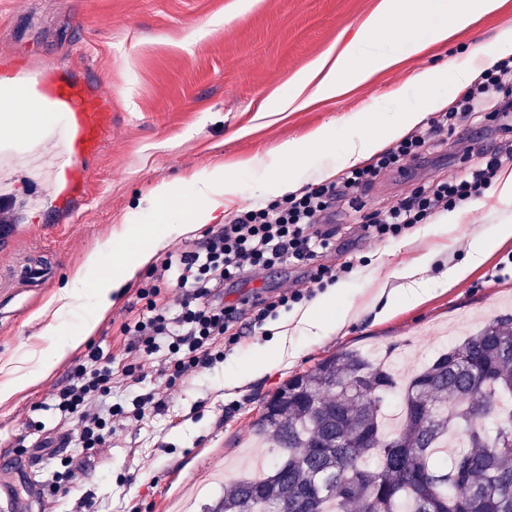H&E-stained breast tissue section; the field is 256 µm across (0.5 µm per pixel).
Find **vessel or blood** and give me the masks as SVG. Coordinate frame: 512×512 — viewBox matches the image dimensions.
<instances>
[{
    "label": "vessel or blood",
    "instance_id": "vessel-or-blood-1",
    "mask_svg": "<svg viewBox=\"0 0 512 512\" xmlns=\"http://www.w3.org/2000/svg\"><path fill=\"white\" fill-rule=\"evenodd\" d=\"M29 89L49 111L63 115L62 151L53 168L55 185L63 198L85 189L88 176L78 165L80 157L97 153L112 126L109 101L79 81L43 75L32 80Z\"/></svg>",
    "mask_w": 512,
    "mask_h": 512
}]
</instances>
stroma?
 <instances>
[{
	"mask_svg": "<svg viewBox=\"0 0 512 512\" xmlns=\"http://www.w3.org/2000/svg\"><path fill=\"white\" fill-rule=\"evenodd\" d=\"M378 3L254 0L248 7L244 0H0V56L13 57L20 71L31 74L63 71L112 103V128L102 150L83 160L91 183L73 214L46 200L48 183L0 166V182H9L13 193L0 204V219L9 224L0 247V364L50 350L53 339L39 313L70 284L98 243L108 240L122 251L131 244L132 230L156 224L158 217L149 209L156 186H169L164 216L178 223L202 204L195 195L197 180L224 168L236 190L219 195L211 220L217 226L238 208L276 200L279 182L291 178L304 188L337 178L352 167L351 145L366 132L351 124V117L373 116L380 128L405 112L432 119L429 100L454 104L463 87L443 78L419 90L410 86V76L439 69L451 57L481 69V62L469 56L471 46L493 48L504 23L512 22V0H503L500 13L477 17L446 43L428 45L365 82L346 84L335 97L277 111V98L292 91L321 56L359 38ZM59 128L60 119L52 113L31 141L0 128V154H55ZM320 128L327 140L312 143V133ZM286 140L307 144L301 163H284L276 154V146ZM478 161L476 151L451 138L434 150L428 164L383 174L357 205L333 209L330 222L338 230L339 249L325 256L324 264L341 263L351 253L360 260L338 281L336 311L350 317L342 331L325 336L289 331V356L231 389L224 385L226 378L250 364L257 347L271 337L269 326L185 383L168 386L152 370L138 387H113V402L123 406L152 391L164 407L127 421L100 452L90 453L71 440L66 453L78 470L69 498L56 501L48 494L60 469L54 459L34 466L27 480L15 469H0V484L11 487L19 502L40 501L41 512H79L84 497L91 499L94 512H215L225 489L240 477L242 460L259 468L273 458L272 448L254 437L252 424L264 400L290 377L346 349L379 355L404 375L487 317L512 314V240L491 249L454 288L436 291L417 306L400 305L390 316L377 314L375 297L380 289L399 286L400 268L426 252L435 256L433 277L464 262L472 244L488 237L494 225H512V202L488 188L479 200L466 203L462 223L443 231L434 217L403 238L377 243L360 236L365 216ZM149 273L141 268L114 293L111 310L86 347L121 354L120 327ZM308 275V267L286 263L225 286L224 300L306 288ZM72 367L65 362L0 406V454L21 439L36 445L40 430L58 425L53 395Z\"/></svg>",
	"mask_w": 512,
	"mask_h": 512,
	"instance_id": "stroma-1",
	"label": "stroma"
}]
</instances>
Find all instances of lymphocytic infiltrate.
Listing matches in <instances>:
<instances>
[{
    "label": "lymphocytic infiltrate",
    "instance_id": "f902f5d3",
    "mask_svg": "<svg viewBox=\"0 0 512 512\" xmlns=\"http://www.w3.org/2000/svg\"><path fill=\"white\" fill-rule=\"evenodd\" d=\"M509 81L512 63H498L485 70L428 128L397 142L374 166L349 168L334 181L313 184L266 205L238 209L228 224L209 229L201 241L168 253L136 292L142 304L139 313L121 328L128 338L126 350L136 353L137 361L124 365L117 374L110 357L90 349L55 395L57 409L74 423L83 448L95 451L104 447L112 437L114 422L130 415L139 419L146 412L162 409V402L150 393L136 397L130 415L121 405L105 402L114 383L130 387L142 383L144 363L153 355L165 352L158 372L168 384L186 381L222 361L225 348L240 343L246 331L308 297L303 289L287 288L270 298L255 296L228 305L224 302L225 283L286 262L310 266L311 279L317 284L352 273L355 261H345L336 270L320 262L337 236L336 229L325 224L327 214L382 171L421 159L424 152L442 143L444 135L512 112V93L504 89ZM511 162L512 149L485 150L478 165L434 186L417 187L375 213L361 225V234L374 241L403 237L437 212L480 198L498 171Z\"/></svg>",
    "mask_w": 512,
    "mask_h": 512
}]
</instances>
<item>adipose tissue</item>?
<instances>
[{"label": "adipose tissue", "mask_w": 512, "mask_h": 512, "mask_svg": "<svg viewBox=\"0 0 512 512\" xmlns=\"http://www.w3.org/2000/svg\"><path fill=\"white\" fill-rule=\"evenodd\" d=\"M500 7L501 0H380L376 11L362 24L363 38L338 52L326 53L307 74L299 78L294 94L278 100L277 108L282 112L296 110L305 105L307 98L334 97L345 79L365 81L373 72L393 66L402 55L420 53L429 43L447 42L458 32L467 29L475 16L496 13ZM384 26L390 27V38L372 40L371 31ZM357 56L363 59L362 68L349 70L350 59ZM44 123V112L25 87L13 85L0 92L1 128L30 138L41 133ZM211 217V210L193 209L190 223L164 225L162 231L154 235L151 247L127 250L124 258L112 270L107 267L112 253L111 243H104L88 253L84 273L76 275L71 286L61 290L56 298L57 306L46 325L48 335L54 338L50 352L41 356L34 365L9 369L8 380L0 384V405L43 380L81 348L111 309L113 293L150 262L157 247L170 237L190 232L192 225L207 223ZM488 244L484 240L478 241L465 262L445 270L434 280L427 276L433 262L432 254L420 255L403 266L398 272L402 284L388 291L382 315H390L402 302L422 304L429 299L433 288L454 287L483 263ZM89 271L96 273L95 282L87 281L85 274ZM336 295V289H327L308 307L292 314L291 322L314 335L342 328L346 320L336 317L334 313ZM83 299L91 306L90 314L81 321L76 331L66 336L60 335L59 319Z\"/></svg>", "instance_id": "obj_1"}]
</instances>
